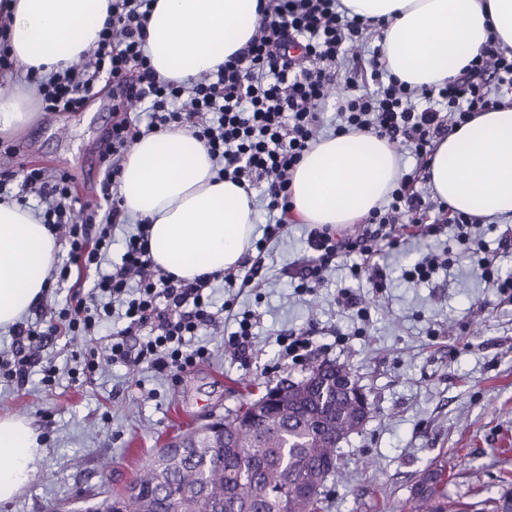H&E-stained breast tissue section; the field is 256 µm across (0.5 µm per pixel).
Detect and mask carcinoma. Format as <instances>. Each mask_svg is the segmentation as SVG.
Returning <instances> with one entry per match:
<instances>
[{
    "label": "carcinoma",
    "mask_w": 512,
    "mask_h": 512,
    "mask_svg": "<svg viewBox=\"0 0 512 512\" xmlns=\"http://www.w3.org/2000/svg\"><path fill=\"white\" fill-rule=\"evenodd\" d=\"M224 415V442L205 424L158 450L125 497L93 512H320L313 477L340 469L334 434L354 430L341 388L304 389Z\"/></svg>",
    "instance_id": "cac0c4a2"
}]
</instances>
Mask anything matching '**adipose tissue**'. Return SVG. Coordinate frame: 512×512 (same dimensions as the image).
Masks as SVG:
<instances>
[{
	"label": "adipose tissue",
	"instance_id": "adipose-tissue-1",
	"mask_svg": "<svg viewBox=\"0 0 512 512\" xmlns=\"http://www.w3.org/2000/svg\"><path fill=\"white\" fill-rule=\"evenodd\" d=\"M7 42L22 73L72 68L97 41L111 0H0ZM259 0H153L145 52L157 75L178 83L216 72L255 35ZM348 17L375 21L389 74L438 87L479 56L489 35L512 47V0H341ZM37 118L32 93L0 95V134ZM403 175L386 139L343 132L319 138L295 167L289 220L357 224L382 206ZM434 196L454 213L512 220V105L479 112L438 141L425 170ZM124 210L146 220L156 267L191 281L238 268L256 237L253 196L216 180L206 147L182 127L141 136L116 187ZM60 244L17 203L0 202V330L45 296ZM43 450L29 421L0 415V502L32 481Z\"/></svg>",
	"mask_w": 512,
	"mask_h": 512
}]
</instances>
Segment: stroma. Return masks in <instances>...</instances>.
I'll return each instance as SVG.
<instances>
[{"instance_id":"stroma-1","label":"stroma","mask_w":512,"mask_h":512,"mask_svg":"<svg viewBox=\"0 0 512 512\" xmlns=\"http://www.w3.org/2000/svg\"><path fill=\"white\" fill-rule=\"evenodd\" d=\"M111 88L95 92L75 112H39L35 123L9 137L14 174L42 168L73 176L71 190L89 210L99 203L104 175L98 151L112 124ZM306 224L288 225L270 242L265 287L231 288L215 279L209 290L217 329L197 343L210 350L178 376L147 364L103 362L94 374L78 366L92 345L82 336L34 343L36 365L28 381L0 377V413L26 416L45 450L26 490L0 512H92L102 493L124 494L157 448L190 428L223 419L226 410L259 399L308 363L350 367L370 404L361 428L338 447L345 469L327 479L321 512H408L425 496L457 501L468 512H491V499L512 491V301L500 297L473 258L446 227L434 237H411L399 248L381 246L389 272L376 291L366 276H352L350 260H337L326 283L296 292L286 270L307 256ZM451 262L424 282L402 271L428 254ZM359 298L365 317L337 305L339 289ZM253 314L255 352L236 359L224 347L234 317ZM315 328L309 362L280 356V331ZM57 368L44 387L45 366Z\"/></svg>"}]
</instances>
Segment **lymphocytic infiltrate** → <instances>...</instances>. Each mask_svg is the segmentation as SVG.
Instances as JSON below:
<instances>
[{
    "instance_id": "lymphocytic-infiltrate-1",
    "label": "lymphocytic infiltrate",
    "mask_w": 512,
    "mask_h": 512,
    "mask_svg": "<svg viewBox=\"0 0 512 512\" xmlns=\"http://www.w3.org/2000/svg\"><path fill=\"white\" fill-rule=\"evenodd\" d=\"M152 3L112 0L109 18L82 65L37 82L42 106L49 112L80 109L103 78L120 93L124 111L113 121L102 152L106 168L99 199L104 211L78 206L68 174L49 175L34 168L17 183L12 172H0V200L23 204L28 193H37L40 222L66 234L72 262L97 271L92 285L70 282L65 307L51 313L46 329L19 324L14 361H0V371L17 382H25L32 367L30 341L63 330L93 335L96 325L118 310L127 325L104 347L110 360L136 365L147 361L163 374L204 358L205 348L188 351L184 345L216 323L205 293L211 282L176 281L155 267L145 223H138L136 233L126 238L120 265L101 268L112 248L113 228L127 219L116 187L122 162L142 132L187 127L207 147L220 178L247 190L262 187L269 215L263 239L268 242L285 227L290 176L319 137L337 81L348 89L336 103L339 130L386 138L423 166L439 139L472 113L499 103L503 87L512 88V48L493 42L441 87L418 90L389 78L380 47L365 46L367 24L347 17L340 0H269L256 34L238 55L216 73L177 85L157 79L145 53L143 27ZM140 106L147 118L136 115ZM413 180L410 174L402 177L388 205L372 210L361 230L311 229L310 254L290 271L297 289L310 292L321 286L327 269L342 256L353 258V274H367L374 288H385L388 275L377 260L376 243L400 245L411 228L419 236L433 237L451 223L458 244L471 247L478 219L450 213L414 191Z\"/></svg>"
}]
</instances>
